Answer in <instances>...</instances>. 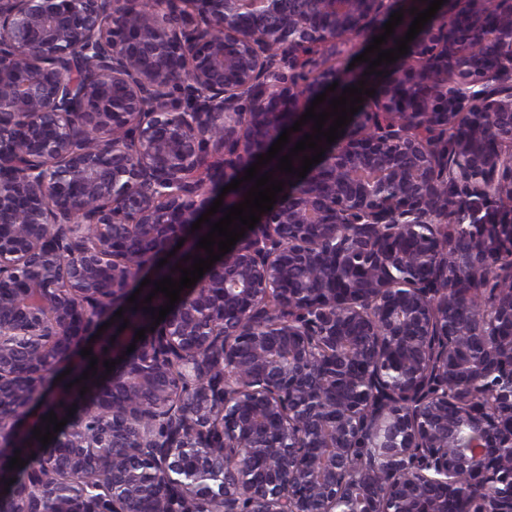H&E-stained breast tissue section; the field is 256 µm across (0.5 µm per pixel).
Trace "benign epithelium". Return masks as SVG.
Instances as JSON below:
<instances>
[{
	"label": "benign epithelium",
	"mask_w": 512,
	"mask_h": 512,
	"mask_svg": "<svg viewBox=\"0 0 512 512\" xmlns=\"http://www.w3.org/2000/svg\"><path fill=\"white\" fill-rule=\"evenodd\" d=\"M144 3L0 0V280L25 298L0 295V433L45 430L19 406L104 323L98 365L141 354L11 512H512V0L442 5L136 342L139 274L339 79L319 58L407 2Z\"/></svg>",
	"instance_id": "obj_1"
}]
</instances>
